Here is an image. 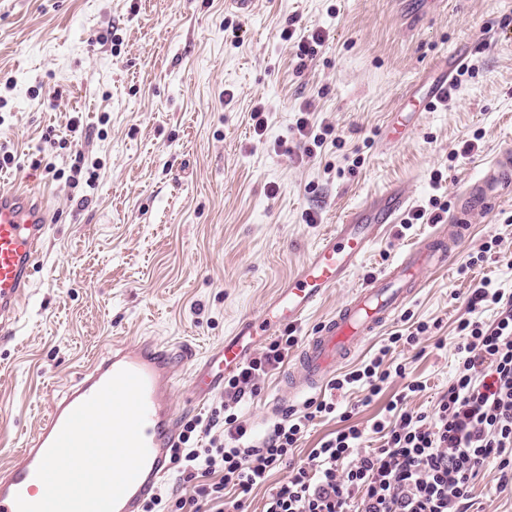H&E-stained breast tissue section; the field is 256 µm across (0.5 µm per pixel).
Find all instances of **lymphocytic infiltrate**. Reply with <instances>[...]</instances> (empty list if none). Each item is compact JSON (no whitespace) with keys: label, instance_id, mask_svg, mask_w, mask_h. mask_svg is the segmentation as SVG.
Wrapping results in <instances>:
<instances>
[{"label":"lymphocytic infiltrate","instance_id":"obj_1","mask_svg":"<svg viewBox=\"0 0 512 512\" xmlns=\"http://www.w3.org/2000/svg\"><path fill=\"white\" fill-rule=\"evenodd\" d=\"M495 305L493 322L470 317L457 325L462 360L432 412L408 406L424 391L406 381V366L387 364L390 346L367 363L332 379L333 392L361 387L365 401L378 396L393 378L404 379L402 394L390 401L371 429L378 447H363L364 431L338 411L335 399H308L301 412L274 423L263 437L240 419L238 405L258 395L261 376L276 370L297 343L294 336L273 341L224 380V398L210 414L188 419L172 459L180 467L188 494L174 499V512H201L210 503L224 512V492L246 495L287 461L305 429L316 418L338 414L343 428L312 449L306 465L291 468L269 493L263 512H468L470 483L495 463L499 483H512V295L492 281L471 288L470 312Z\"/></svg>","mask_w":512,"mask_h":512}]
</instances>
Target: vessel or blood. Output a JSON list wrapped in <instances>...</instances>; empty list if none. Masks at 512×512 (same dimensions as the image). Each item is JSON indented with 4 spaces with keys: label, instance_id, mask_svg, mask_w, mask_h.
Listing matches in <instances>:
<instances>
[{
    "label": "vessel or blood",
    "instance_id": "obj_1",
    "mask_svg": "<svg viewBox=\"0 0 512 512\" xmlns=\"http://www.w3.org/2000/svg\"><path fill=\"white\" fill-rule=\"evenodd\" d=\"M463 61L454 53L440 69L437 80L420 101L421 111L432 110L454 82ZM512 190V150L502 149L489 167L483 183L473 185L466 200L454 214L453 227L437 228L419 244L409 248L378 277L356 290L352 299L325 320L307 340L297 361V375L288 381L298 391L326 380L336 367L349 359L362 340L384 326L412 298L419 278L428 269L447 267L455 245L470 230V210L495 205ZM411 203L402 185L371 195L348 210L336 232L325 239L289 280L271 310L243 320L231 339L225 340L206 360L191 382L195 400L203 401L223 383L225 374L241 364L251 339L272 335L282 325L297 326L329 289L350 276L388 225L400 223ZM47 215L42 199L27 188L0 189V331L8 330L29 294ZM190 349L172 350L151 339L113 347L58 396L40 425L32 447L23 449L20 459L0 477V512H18L16 501L35 502L44 485L37 468L70 413L93 396L118 371L126 369L145 383L146 420L142 434L148 456L145 465L116 505L115 512H141L165 481L178 443L179 426L172 393L183 365L190 361Z\"/></svg>",
    "mask_w": 512,
    "mask_h": 512
}]
</instances>
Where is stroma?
I'll return each instance as SVG.
<instances>
[{"label": "stroma", "instance_id": "stroma-1", "mask_svg": "<svg viewBox=\"0 0 512 512\" xmlns=\"http://www.w3.org/2000/svg\"><path fill=\"white\" fill-rule=\"evenodd\" d=\"M286 30L292 41L281 39ZM315 30L324 43L298 59L295 41ZM461 48L473 75L409 138L384 144L407 94ZM303 116L329 132L311 154L296 128ZM472 137L477 150L452 157ZM509 145L512 0H254L246 13L225 0H0V149L13 157L0 189H33L49 215L30 295L12 333H0V475L55 398L113 345L151 338L203 358L266 310L349 208L401 184L424 219L387 228L294 331L313 335L366 280L449 223ZM470 224L447 269L424 273L417 294L347 362L428 323L417 344L390 356L426 386L408 402L415 409L432 410L456 371L471 288L489 279L512 292V193ZM494 238L486 260L468 266ZM298 354L291 348L242 402L257 432L322 395L284 385ZM403 381L366 406L355 388L339 401L367 430ZM340 427L331 415L315 419L291 464L245 497L227 493L226 504L262 512L290 465ZM470 502L469 512H512V488H500L490 465Z\"/></svg>", "mask_w": 512, "mask_h": 512}]
</instances>
